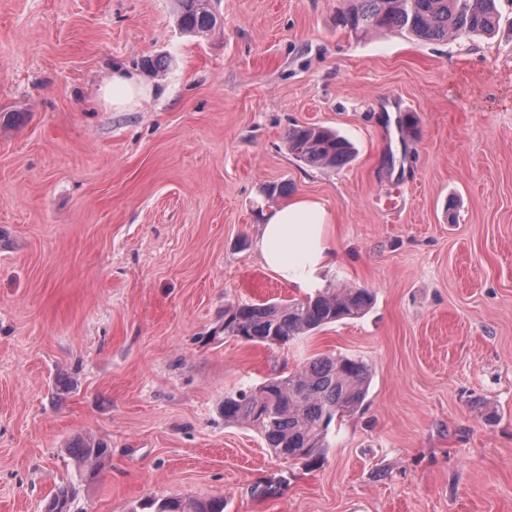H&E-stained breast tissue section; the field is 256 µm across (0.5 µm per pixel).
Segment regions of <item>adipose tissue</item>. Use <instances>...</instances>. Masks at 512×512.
I'll use <instances>...</instances> for the list:
<instances>
[{"instance_id": "adipose-tissue-1", "label": "adipose tissue", "mask_w": 512, "mask_h": 512, "mask_svg": "<svg viewBox=\"0 0 512 512\" xmlns=\"http://www.w3.org/2000/svg\"><path fill=\"white\" fill-rule=\"evenodd\" d=\"M157 89L139 74L115 69L100 89V97L113 111L125 112L150 102ZM334 216L325 203L294 196L264 215L257 250L267 269L282 281L307 288L336 260Z\"/></svg>"}]
</instances>
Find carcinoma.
<instances>
[{
	"label": "carcinoma",
	"mask_w": 512,
	"mask_h": 512,
	"mask_svg": "<svg viewBox=\"0 0 512 512\" xmlns=\"http://www.w3.org/2000/svg\"><path fill=\"white\" fill-rule=\"evenodd\" d=\"M501 0H344L336 26L355 33L404 31L429 43L493 34L501 20ZM178 26L191 36H207L218 21L211 0H177ZM289 154L311 167L340 168L354 156L350 143L322 126L288 129L283 137ZM372 295L365 288H326L313 296L276 303H238L224 310L221 332L244 343L265 346L289 341L365 313ZM369 369L363 360L322 354L286 376L224 396V421L250 423L267 447L291 459L314 461L325 448L333 421L363 404ZM79 475L92 478L108 453L93 437H79L69 447ZM71 486L57 485L46 512H69ZM153 512H224V499L183 502L147 501Z\"/></svg>",
	"instance_id": "1"
}]
</instances>
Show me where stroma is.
Listing matches in <instances>:
<instances>
[{"mask_svg": "<svg viewBox=\"0 0 512 512\" xmlns=\"http://www.w3.org/2000/svg\"><path fill=\"white\" fill-rule=\"evenodd\" d=\"M212 3L193 37L175 0H0V512L66 479L70 512H512V26L426 44L336 27L342 0ZM117 66L158 95L112 111ZM311 124L354 161L291 156ZM283 184L336 217L321 287L373 303L282 347L219 336L229 304L309 294L255 247ZM322 353L370 377L321 461L225 423V393ZM283 140L289 154L311 167L340 168L354 156L353 148L344 137L322 126L290 128ZM70 454L78 461L80 477L92 478L108 453L107 445L93 437H79L69 447ZM145 508H154L152 512H224L223 498L203 501H190L184 503L181 499L168 498L157 501H147L142 505Z\"/></svg>", "mask_w": 512, "mask_h": 512, "instance_id": "35a3bbf8", "label": "stroma"}]
</instances>
